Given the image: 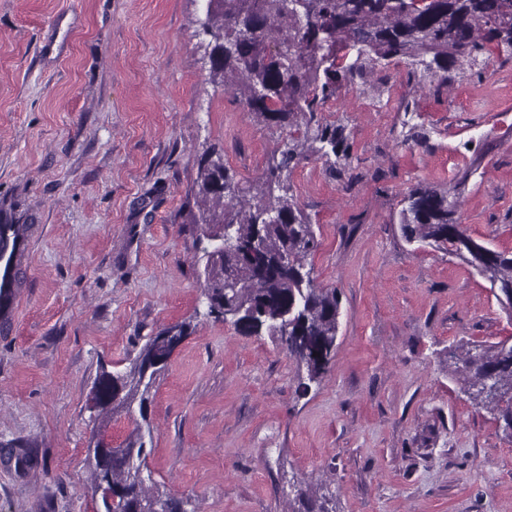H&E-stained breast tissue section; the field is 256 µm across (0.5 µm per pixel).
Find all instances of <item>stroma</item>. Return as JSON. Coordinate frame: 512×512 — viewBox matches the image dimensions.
<instances>
[{
    "mask_svg": "<svg viewBox=\"0 0 512 512\" xmlns=\"http://www.w3.org/2000/svg\"><path fill=\"white\" fill-rule=\"evenodd\" d=\"M204 18V0H0V220L43 227L0 334V512H103L90 388L178 322L190 334L145 416L116 413L105 432L117 446L148 421L160 492L198 512H288L297 486L333 512H512V440L448 360L511 337L512 316L398 224L412 187H455L467 233L512 250V56L444 88L394 63L377 90L328 103L350 167L312 158L291 181L339 330L302 395L286 349L207 314L198 160L216 148L252 182L278 134L211 80Z\"/></svg>",
    "mask_w": 512,
    "mask_h": 512,
    "instance_id": "obj_1",
    "label": "stroma"
}]
</instances>
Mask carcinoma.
<instances>
[{"label":"carcinoma","instance_id":"cac0c4a2","mask_svg":"<svg viewBox=\"0 0 512 512\" xmlns=\"http://www.w3.org/2000/svg\"><path fill=\"white\" fill-rule=\"evenodd\" d=\"M203 32L209 36L210 74L239 95L258 123L282 131L266 170L244 183L223 155L204 153L193 190L199 222L211 249L203 254V290L209 315L255 336L278 342L305 369L298 391L321 382L335 347L339 302L335 291L316 284L308 258L318 240L292 190L293 170L316 156L346 170L351 146L344 127L322 118L342 88L371 83L375 70L403 63L448 84L452 69H473L495 52L512 55V0H205ZM402 237L461 259L490 282L502 308L512 314V253L488 247L467 234L458 202L429 187L411 188L400 200ZM178 323L148 337L126 373L112 376V401L97 416L118 409L144 410L146 394L165 369L147 368L152 357L170 359L172 340H184ZM454 372L469 397L495 411L512 439V337L492 345L449 351ZM106 447L103 466L98 448ZM88 449L94 484L112 482L115 509L104 512H196L191 502L160 493L144 475L146 448L137 427L124 443Z\"/></svg>","mask_w":512,"mask_h":512}]
</instances>
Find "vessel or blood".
<instances>
[{
    "mask_svg": "<svg viewBox=\"0 0 512 512\" xmlns=\"http://www.w3.org/2000/svg\"><path fill=\"white\" fill-rule=\"evenodd\" d=\"M30 241V235L17 238L10 230L0 231V329L4 331L10 326L26 280Z\"/></svg>",
    "mask_w": 512,
    "mask_h": 512,
    "instance_id": "1",
    "label": "vessel or blood"
}]
</instances>
